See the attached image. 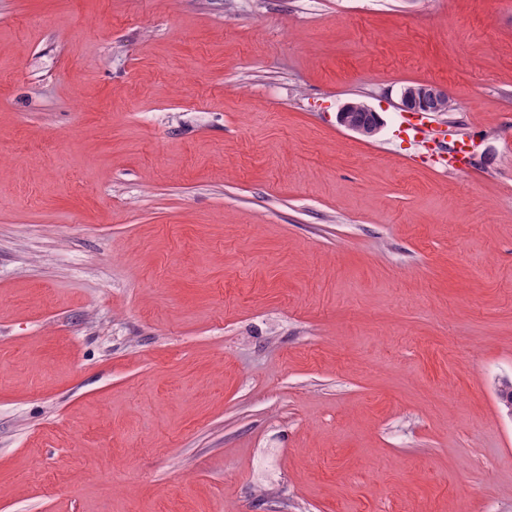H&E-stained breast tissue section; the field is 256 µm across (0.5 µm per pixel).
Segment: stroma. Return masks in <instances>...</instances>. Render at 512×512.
Masks as SVG:
<instances>
[{"label": "stroma", "mask_w": 512, "mask_h": 512, "mask_svg": "<svg viewBox=\"0 0 512 512\" xmlns=\"http://www.w3.org/2000/svg\"><path fill=\"white\" fill-rule=\"evenodd\" d=\"M504 378L512 0H0V512H512ZM443 102V107L447 108L450 100L443 91L427 84H411L402 90V101L406 109L411 112H434L432 103L436 97ZM355 108H356L355 104H350V105L345 106L341 110V113L339 115L340 122L347 128L359 133L360 135L369 137V136H373L374 134H376V132L380 128V121L377 116L376 125L372 126L371 112H375V111H373L372 109H370L369 107H367L365 105L359 106V108H361V110L365 111V112H354ZM348 112H351L350 113V121L351 122L356 123L358 126H362V127L363 126H370V127L372 126V128L367 131V130H362V129H359V128L353 126L352 124H350L349 118H347V116L349 115Z\"/></svg>", "instance_id": "obj_1"}]
</instances>
